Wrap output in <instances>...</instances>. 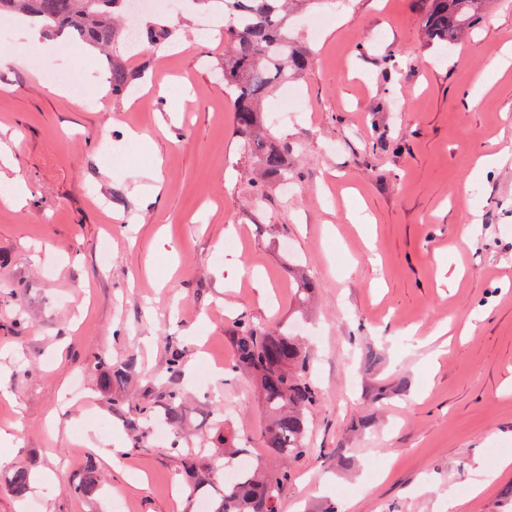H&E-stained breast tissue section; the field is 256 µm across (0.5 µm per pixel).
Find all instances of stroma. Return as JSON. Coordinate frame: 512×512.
<instances>
[{"mask_svg": "<svg viewBox=\"0 0 512 512\" xmlns=\"http://www.w3.org/2000/svg\"><path fill=\"white\" fill-rule=\"evenodd\" d=\"M220 10H153L188 48L127 56L138 78L106 112L55 95L44 73L87 93L110 53H68L55 35L31 46L0 23V54L41 58L0 63V194L17 178L28 190L23 207L0 202V432L14 436L0 444V512H114L116 498L124 512H205L169 441L137 448L128 430L171 390L183 446L215 445L222 420L268 463L257 385L231 370L241 317L304 336L321 394L279 512H512V469H498L512 455V279L492 275L512 262V155L471 175L512 146V67L499 65L512 0H491L449 49L427 40L421 0L299 6L288 32L309 65L263 102L269 116L301 96L272 127L291 178L261 197L224 45L200 30ZM295 265L315 284L304 308ZM130 358L133 378L103 384L99 360ZM76 380L84 397L71 400ZM18 467L34 476L21 500L8 488ZM482 471L494 479L471 494Z\"/></svg>", "mask_w": 512, "mask_h": 512, "instance_id": "stroma-1", "label": "stroma"}]
</instances>
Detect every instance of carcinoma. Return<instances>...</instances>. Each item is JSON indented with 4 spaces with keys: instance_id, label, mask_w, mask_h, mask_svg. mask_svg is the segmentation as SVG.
<instances>
[{
    "instance_id": "obj_1",
    "label": "carcinoma",
    "mask_w": 512,
    "mask_h": 512,
    "mask_svg": "<svg viewBox=\"0 0 512 512\" xmlns=\"http://www.w3.org/2000/svg\"><path fill=\"white\" fill-rule=\"evenodd\" d=\"M124 0H0V23L16 16L41 23L58 34L72 35L80 45L111 47L114 21L121 16ZM224 6V89L234 107L237 133L250 157L264 174L281 181L289 178L288 145L279 143L265 126L261 103L288 73L304 70L308 55L290 37L286 8L288 0H220ZM424 24L432 39L453 46L459 37L479 24L487 0H425ZM174 31L162 24L139 30L143 41L158 45L169 41ZM133 81L132 73L120 64L112 65L110 90L122 96ZM233 343V369L252 374L259 382L268 415L263 434L264 447L283 459H298L310 451L306 442L312 410L319 392L310 378L309 357L300 339L280 327H262L246 318L238 320ZM161 420L173 434L183 421L181 394H168L163 415L139 410L129 424L138 440L147 436L148 424ZM246 447L243 438L224 436V447L207 455L204 483H191L192 497L202 485L216 486L210 512H279L281 497L291 480L285 465L264 470L261 466L241 472L236 480L224 479L225 467ZM33 477L26 468L13 470L12 492L25 496Z\"/></svg>"
}]
</instances>
